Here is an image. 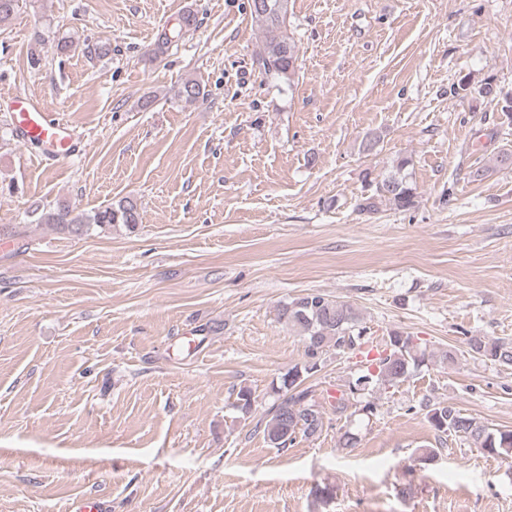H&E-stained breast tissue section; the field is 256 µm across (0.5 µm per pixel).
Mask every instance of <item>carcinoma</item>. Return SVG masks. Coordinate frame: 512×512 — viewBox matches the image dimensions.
<instances>
[{"mask_svg": "<svg viewBox=\"0 0 512 512\" xmlns=\"http://www.w3.org/2000/svg\"><path fill=\"white\" fill-rule=\"evenodd\" d=\"M249 8L253 22L266 35L265 47L255 57L259 70L271 79H291L296 69L298 49L295 40L287 34L290 0H250ZM194 23L193 14H183L171 30L161 34V46H169L183 28ZM479 93L495 101L507 123L512 124L511 93L496 90L490 80L479 88ZM203 94L202 85L193 79L184 81L178 89V96L187 103L196 101ZM409 166L410 160L401 158L388 173L375 178L366 177L370 195L362 198L359 209L374 212L379 202L396 210L415 208L417 192L406 173ZM140 222L137 201L131 197L108 203L90 214H76L68 202L62 201L36 217L38 224H54L76 236L94 227L104 229L116 225L133 232ZM277 318L303 337L305 361L288 369L282 376L278 388L282 397L271 405L262 420L264 438L273 448L286 450L297 437L313 438L322 432V406L314 398L311 387L304 386V382L320 370L322 356L327 349L360 350L363 356L356 379L335 398L333 408L339 416L345 415L354 402L359 404V411L363 414H374L375 404L361 400V392L371 386L401 383L434 359V352L428 349L427 343L405 331L390 332L385 343L376 349V356H370V351L362 350L366 344L365 327L361 326L358 311L349 302L321 291H307L283 302ZM466 344L474 357L512 367L511 341L470 336ZM254 403L252 391L247 387L240 388L235 402L237 410L247 415ZM424 407L425 417L439 445L447 444L451 435L491 457L512 458L511 430L494 431L445 401H428Z\"/></svg>", "mask_w": 512, "mask_h": 512, "instance_id": "cac0c4a2", "label": "carcinoma"}]
</instances>
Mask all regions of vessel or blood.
Here are the masks:
<instances>
[{"label":"vessel or blood","instance_id":"obj_1","mask_svg":"<svg viewBox=\"0 0 512 512\" xmlns=\"http://www.w3.org/2000/svg\"><path fill=\"white\" fill-rule=\"evenodd\" d=\"M0 106L11 114V127L20 142L44 147V159L60 161L78 155L80 147L69 126L52 118L46 105L31 96L14 93L0 95Z\"/></svg>","mask_w":512,"mask_h":512}]
</instances>
